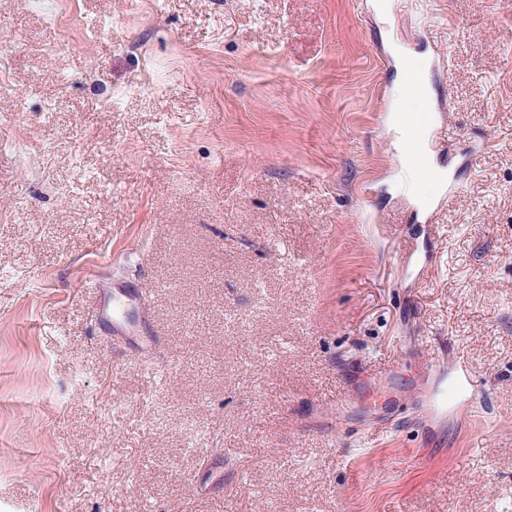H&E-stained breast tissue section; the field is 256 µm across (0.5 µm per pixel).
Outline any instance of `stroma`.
Wrapping results in <instances>:
<instances>
[{"label": "stroma", "instance_id": "stroma-1", "mask_svg": "<svg viewBox=\"0 0 512 512\" xmlns=\"http://www.w3.org/2000/svg\"><path fill=\"white\" fill-rule=\"evenodd\" d=\"M1 41L0 512H512V0H0ZM431 365L482 415L419 428ZM87 285L99 294L95 310V319L104 321L110 317L112 325L118 333L134 335L151 321V313L146 308L145 300L138 290H126L120 294L105 293L101 281L94 275L90 276Z\"/></svg>", "mask_w": 512, "mask_h": 512}]
</instances>
